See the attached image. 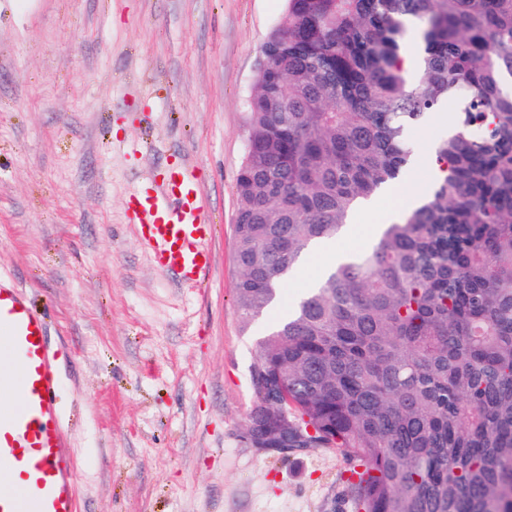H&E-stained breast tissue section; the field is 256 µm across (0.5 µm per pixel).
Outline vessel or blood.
<instances>
[{"instance_id":"b4317fda","label":"vessel or blood","mask_w":512,"mask_h":512,"mask_svg":"<svg viewBox=\"0 0 512 512\" xmlns=\"http://www.w3.org/2000/svg\"><path fill=\"white\" fill-rule=\"evenodd\" d=\"M130 199L140 238L177 280L203 284L215 234L201 189L184 169L139 186ZM58 371L42 314L0 275V512H77L74 459L56 410Z\"/></svg>"}]
</instances>
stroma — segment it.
<instances>
[{"label": "stroma", "instance_id": "1", "mask_svg": "<svg viewBox=\"0 0 512 512\" xmlns=\"http://www.w3.org/2000/svg\"><path fill=\"white\" fill-rule=\"evenodd\" d=\"M286 0H0V270L48 312L78 512H351L333 448L243 437L270 320L243 330L235 180ZM186 164L216 226L173 280L129 198Z\"/></svg>", "mask_w": 512, "mask_h": 512}]
</instances>
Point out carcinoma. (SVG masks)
I'll return each instance as SVG.
<instances>
[{"mask_svg": "<svg viewBox=\"0 0 512 512\" xmlns=\"http://www.w3.org/2000/svg\"><path fill=\"white\" fill-rule=\"evenodd\" d=\"M420 45L415 67L406 43ZM235 191L243 330L414 160L434 189L342 255L258 342L250 437L337 448L352 512H512V0H287ZM452 126V119L448 115V119L444 118L440 121H432L427 123L422 131L417 134L414 143V153L419 157L423 151H427L429 158L431 155V145L434 141L444 138L448 135Z\"/></svg>", "mask_w": 512, "mask_h": 512, "instance_id": "carcinoma-1", "label": "carcinoma"}]
</instances>
